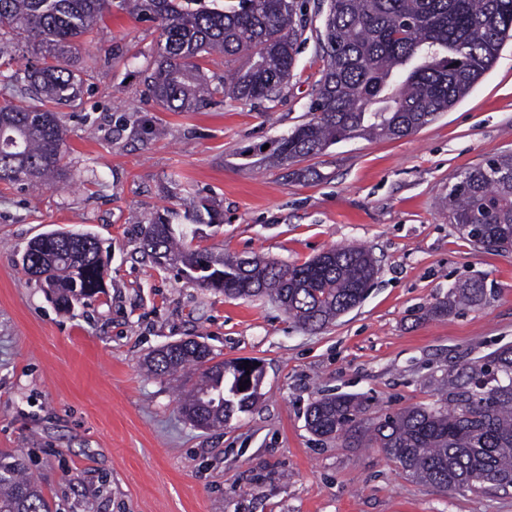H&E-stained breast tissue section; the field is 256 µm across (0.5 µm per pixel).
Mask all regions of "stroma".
I'll return each instance as SVG.
<instances>
[{
    "label": "stroma",
    "instance_id": "obj_1",
    "mask_svg": "<svg viewBox=\"0 0 512 512\" xmlns=\"http://www.w3.org/2000/svg\"><path fill=\"white\" fill-rule=\"evenodd\" d=\"M328 0H307L303 42L279 97L216 99L170 112L149 97L159 47L154 22L113 8L75 53L85 81L60 108L71 176L33 189L0 183V450L23 451L52 512H512V489L444 490L414 480L378 448H347L306 426L315 399H370L369 417L436 401L449 368L512 345V253L478 249L445 201L461 172L512 153V42L455 106L400 139L350 138L295 163L268 166L255 148L310 118L326 64ZM217 252L303 263L362 245L378 273L366 299L318 333L268 298L229 299L193 272L156 264L140 224L191 203ZM97 236L105 291L58 308L20 263L38 234ZM481 306L430 318L471 277ZM194 338L216 359L258 360L250 412L224 428L178 410L186 377L143 363Z\"/></svg>",
    "mask_w": 512,
    "mask_h": 512
}]
</instances>
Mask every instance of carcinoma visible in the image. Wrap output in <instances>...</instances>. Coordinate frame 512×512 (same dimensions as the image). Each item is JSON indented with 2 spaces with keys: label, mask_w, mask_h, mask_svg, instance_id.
<instances>
[{
  "label": "carcinoma",
  "mask_w": 512,
  "mask_h": 512,
  "mask_svg": "<svg viewBox=\"0 0 512 512\" xmlns=\"http://www.w3.org/2000/svg\"><path fill=\"white\" fill-rule=\"evenodd\" d=\"M121 9L148 15L162 43L148 91L172 112H196L217 96L271 99L288 80L297 53L299 0H118ZM112 9V0H0V60L10 65L12 36L38 47L36 63L5 76L19 103L0 105V183L31 186L66 175L64 131L56 107L73 106L83 81L73 48ZM512 39V0H329L324 19L326 67L312 118L269 143L265 157L280 166L323 153L349 138H402L429 124L466 96ZM212 52L247 53L248 65L231 80L204 73L198 60ZM458 231L482 250L512 253V155L461 173L448 186ZM196 224H218L202 202ZM192 228L157 214L142 225V248L170 265L200 270L205 288L228 298L271 296L300 327L318 332L360 305L376 266L369 250L334 247L302 264L242 259L191 247ZM21 256L68 309L104 292L105 263L96 236L81 241L66 230L31 240ZM487 297L483 279L470 278L431 306L444 317L460 304ZM147 369L165 376L188 367L198 376L179 403L193 426L221 427L253 406L256 390H240L244 371L215 360L206 344L186 340L149 357ZM365 403L352 395L322 397L306 412L314 435L347 446L383 450L415 479L442 489L512 487V346L448 369L446 388L429 405L405 408L366 422ZM21 454L0 453V512H50L40 486L27 476Z\"/></svg>",
  "instance_id": "1"
}]
</instances>
